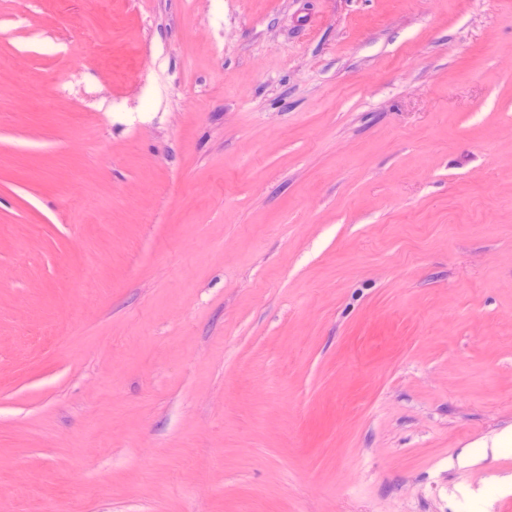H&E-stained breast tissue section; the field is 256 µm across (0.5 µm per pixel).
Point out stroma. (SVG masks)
Listing matches in <instances>:
<instances>
[{
    "instance_id": "obj_1",
    "label": "stroma",
    "mask_w": 512,
    "mask_h": 512,
    "mask_svg": "<svg viewBox=\"0 0 512 512\" xmlns=\"http://www.w3.org/2000/svg\"><path fill=\"white\" fill-rule=\"evenodd\" d=\"M0 0V512H512V0Z\"/></svg>"
}]
</instances>
